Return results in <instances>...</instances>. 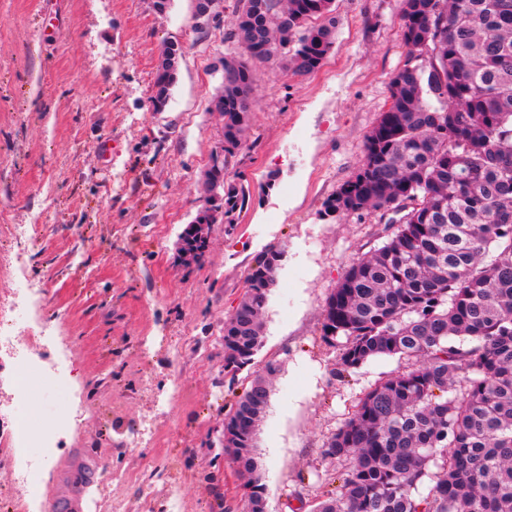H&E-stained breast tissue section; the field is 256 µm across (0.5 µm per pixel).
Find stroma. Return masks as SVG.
Returning a JSON list of instances; mask_svg holds the SVG:
<instances>
[{"label": "stroma", "instance_id": "35a3bbf8", "mask_svg": "<svg viewBox=\"0 0 512 512\" xmlns=\"http://www.w3.org/2000/svg\"><path fill=\"white\" fill-rule=\"evenodd\" d=\"M235 0L195 27L196 0H0V300L24 267L45 295L36 313L67 349L68 385L45 386L37 413L16 390L0 401L58 440L39 443L45 503L78 498L82 512H247L244 479L220 446L231 404L267 364L270 405L259 426L268 512H313L339 490L326 444L360 395L405 369L380 356L343 370L323 337L325 302L348 265L375 244L378 218L323 219V202L358 169L406 48L401 0H336L337 46L315 74L253 68L255 140L231 168L250 196L209 248L181 262L179 233L205 204L202 180L224 139L210 102ZM182 49L162 110L154 78L165 45ZM111 143L112 156L100 147ZM17 224L38 227L20 246ZM283 250L250 365L224 370V320L269 249ZM180 382L170 376L171 360ZM142 433L139 447L127 439ZM99 484H76L80 464Z\"/></svg>", "mask_w": 512, "mask_h": 512}]
</instances>
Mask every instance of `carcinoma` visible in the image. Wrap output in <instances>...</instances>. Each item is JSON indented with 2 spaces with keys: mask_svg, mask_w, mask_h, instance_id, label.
Segmentation results:
<instances>
[{
  "mask_svg": "<svg viewBox=\"0 0 512 512\" xmlns=\"http://www.w3.org/2000/svg\"><path fill=\"white\" fill-rule=\"evenodd\" d=\"M400 27L407 52L388 107L323 216L402 213L327 298L323 335L342 339L346 371L381 355L408 367L366 391L327 443L325 454L348 466L318 512H512V0H402ZM225 39L240 52L220 60L213 103L224 113V161H211L204 188L233 224L246 190L226 171L251 124L252 64L275 61L291 77L317 71L336 49L335 0H237ZM166 52L157 110L182 58L175 45ZM282 258L270 250L258 261L224 320L227 372L263 346ZM269 402V385L256 380L227 424L251 512H265L255 443Z\"/></svg>",
  "mask_w": 512,
  "mask_h": 512,
  "instance_id": "obj_1",
  "label": "carcinoma"
}]
</instances>
